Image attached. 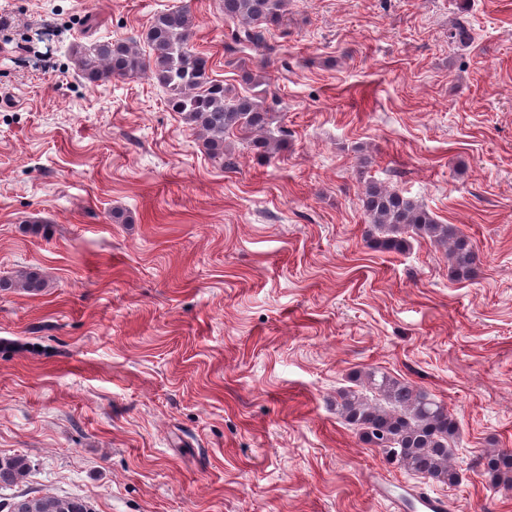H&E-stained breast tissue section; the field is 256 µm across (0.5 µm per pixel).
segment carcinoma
Listing matches in <instances>:
<instances>
[{"mask_svg": "<svg viewBox=\"0 0 512 512\" xmlns=\"http://www.w3.org/2000/svg\"><path fill=\"white\" fill-rule=\"evenodd\" d=\"M287 0H224L228 26L224 53L242 71L245 82L255 86L260 79L246 69V52L268 50L264 32L287 20ZM193 20L189 5L156 13L145 30L148 50L130 41L96 39L78 41L69 48L75 69L90 84L113 78H134L150 74L168 94V106L198 129L209 155L228 170L232 155L224 152L230 135L253 150L272 156L280 140L269 130L272 109L258 94L239 95L209 73L208 61L191 43ZM362 206L366 212L369 237L374 248L403 253L413 235L427 236L448 250L450 276L455 281L472 277L478 259L470 242L457 235L449 224H440L423 205L398 190L377 183L365 186ZM21 287L35 294L44 286L41 274L26 270L20 283L0 280V289ZM356 388L337 393L336 413L361 441L378 448L385 458L429 482L456 485L459 473L451 465V443L458 425L444 403L380 371L369 368L354 376ZM480 474L495 489L512 491V450L494 448L479 461ZM30 468L22 456L0 457V484L22 479ZM6 512H91L86 502L72 497H25L7 504Z\"/></svg>", "mask_w": 512, "mask_h": 512, "instance_id": "carcinoma-1", "label": "carcinoma"}]
</instances>
